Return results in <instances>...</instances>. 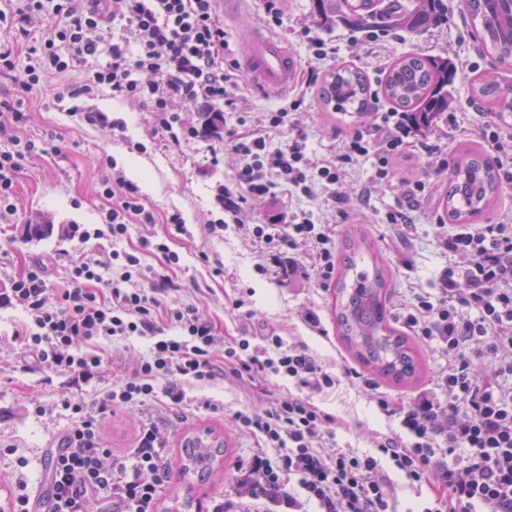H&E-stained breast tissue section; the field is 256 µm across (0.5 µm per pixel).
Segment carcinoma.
I'll return each instance as SVG.
<instances>
[{
    "label": "carcinoma",
    "instance_id": "obj_1",
    "mask_svg": "<svg viewBox=\"0 0 512 512\" xmlns=\"http://www.w3.org/2000/svg\"><path fill=\"white\" fill-rule=\"evenodd\" d=\"M320 22H339L356 29L390 28L423 31L435 26L448 10L446 0H415L412 9L401 0H317ZM457 7L474 25L483 48L501 62L512 60V0H458ZM455 74L448 59H426L411 54L397 58L382 84L384 96L414 118L422 128L448 111V85ZM476 101L488 112L512 107V84L484 76L471 80ZM370 87L365 76L348 65L327 73L320 99L355 124L369 112ZM499 190L497 167L476 145L460 148L443 199L448 220L468 224L485 213ZM389 274L384 260L354 234L336 265L332 309L336 329L350 351L369 369L397 383H407L419 370L418 351L410 339L388 319ZM225 443L211 434L185 444L194 469L205 472Z\"/></svg>",
    "mask_w": 512,
    "mask_h": 512
}]
</instances>
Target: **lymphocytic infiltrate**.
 I'll return each instance as SVG.
<instances>
[{"label": "lymphocytic infiltrate", "mask_w": 512, "mask_h": 512, "mask_svg": "<svg viewBox=\"0 0 512 512\" xmlns=\"http://www.w3.org/2000/svg\"><path fill=\"white\" fill-rule=\"evenodd\" d=\"M49 20L38 44L30 46L25 67L16 64L19 46L0 41V77L16 90L14 100H0V223H12L17 184L29 161L43 147L23 137L28 122L25 100L48 75L58 78V98H69L72 114L91 125H108L102 112H83L81 97L101 88L132 103L147 106L155 126L175 146L203 137L186 121L184 110L235 114L224 139L238 158L234 189L222 194L231 223L246 225L267 258L290 273L300 269L303 248H310L319 283L336 273V235L303 211H284L278 223L249 221L247 200L289 192L314 199L335 195L349 169L373 156L376 176L387 179L391 155L413 145L416 129L405 113H380L366 131L355 132L336 160H313L303 139L273 145V135L288 128L318 72L309 71L303 90L275 110L253 117L231 93L224 71L228 46L217 0H22L16 11L0 10V29L15 30ZM122 34L110 47V62L94 69L84 83L70 82L74 62L96 56L113 25ZM112 204L95 228L73 225L80 243L109 239L122 242L130 223L152 224L138 187L121 173L102 183ZM445 244L451 254L467 256L441 276L438 294L414 293L402 305L399 321L421 344H435L448 357L438 385L441 397L420 396L402 404L375 389L371 378L353 367L345 378L371 391L377 406L398 417L407 437H379L375 453L359 455L338 448L336 419L311 400L312 394L335 387L337 378L308 346L285 343L276 331L258 343L219 335L214 324L190 306L172 307L165 299L178 290L173 270L179 256L165 241H144L141 251H113L121 263L113 271L94 255L70 263L69 284L53 289L45 265L33 263L0 288V305L14 306L27 320L14 340L39 366L43 382L54 376L72 384L102 380L112 365L107 342L138 336L148 352L130 371L113 381L101 403L90 406L63 400L70 425L64 446L51 459L48 512H91L92 502L108 512H158L170 475L166 427L141 423L129 455L118 457L102 440L107 415L153 407L172 420L183 417L186 386L204 387L231 375L261 391V412H242L241 424L259 435L264 447L276 449L277 461L255 454L246 485L248 496L265 499L284 512H396L389 470L409 483L436 490L429 512H512V224L457 226ZM162 253L160 267L143 264L142 252ZM493 366V380L478 377L474 360ZM294 381L297 391L281 395L267 390L270 377Z\"/></svg>", "instance_id": "f902f5d3"}]
</instances>
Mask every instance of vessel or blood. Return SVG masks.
I'll use <instances>...</instances> for the list:
<instances>
[{"instance_id":"vessel-or-blood-1","label":"vessel or blood","mask_w":512,"mask_h":512,"mask_svg":"<svg viewBox=\"0 0 512 512\" xmlns=\"http://www.w3.org/2000/svg\"><path fill=\"white\" fill-rule=\"evenodd\" d=\"M247 41L241 65L250 82L264 95H284L297 81L299 63L287 44L278 36L253 25H246Z\"/></svg>"}]
</instances>
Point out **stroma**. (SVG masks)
<instances>
[{"mask_svg":"<svg viewBox=\"0 0 512 512\" xmlns=\"http://www.w3.org/2000/svg\"><path fill=\"white\" fill-rule=\"evenodd\" d=\"M284 14L277 36L285 39L299 58L302 67L314 60L301 29L322 34L336 46L337 65L357 67L370 84L371 107L390 109L382 92V81L392 62L401 55L417 53L427 57H445L459 69L448 92L451 98L447 118L438 123L436 134L446 142L449 152L465 144L479 143L482 125L512 128V110L498 115L481 113L474 101L472 77L491 72L499 80L512 81V65L502 64L482 55L470 25L458 10H451L447 20L426 32L396 30L388 36L371 41L365 31L352 30L337 24L321 29L316 15V0H282ZM229 47L224 54L228 68L242 87L244 101L250 111H267L279 100L259 96L239 64L243 49V33L232 23H225ZM57 82L44 78L31 94L29 134L48 142L46 152L37 156L18 182V220L0 224V283L23 271L35 260L47 265L51 282L66 286V263L60 252L76 256L95 251L98 258L108 260L112 244L93 240L82 244L69 240L73 224H96L108 201L100 195V184L112 171H121L138 185L146 207L157 216L179 212L186 224V234L174 237L169 247L179 256L176 275L180 290L171 292L167 302L172 306L192 305L200 314L214 321L226 336H259L276 329L287 340L305 342L329 371L341 372L343 366H358V359L347 349L336 332L331 312L332 291L314 287L312 282H291L278 267L263 259L261 247L241 228L228 225L211 235L205 234L208 224L217 225L224 213L215 200L217 187L231 185L237 158L224 143L197 141L172 146L152 133V118L146 107L113 96L102 90L86 100L88 109L103 112L121 120L123 129L112 130L86 124L81 117L70 115L68 102L56 100ZM291 122L295 133L304 135L313 158L330 159L342 149L351 125L326 115L317 88H310ZM439 157L413 154L392 160L393 179L389 185L375 182V159H362L351 178L341 188L346 201V219L336 217V210L327 197L313 200L289 198L280 206L268 201L252 204L256 220L271 223L282 207L310 213L317 222L336 227L338 242H345L356 231L364 232L383 256L390 276L388 311H395L406 300L410 289L421 288L433 293L439 287V276L448 265V254L435 227L437 216L443 215L440 203L448 188V171L440 167ZM418 179L429 180L432 195L413 203L406 196L407 185ZM406 213L413 232L401 235L397 226L386 220L388 213ZM47 220L53 226L48 237L31 239L26 226L35 219ZM208 253L210 262H203L201 253ZM224 263L223 275H216L212 259ZM248 293L251 317L243 318L233 310L231 302L240 293ZM315 311L320 328L310 327L305 316ZM26 319L22 310L0 307V512H9L16 482L34 487L43 482L50 468L52 450L62 443L67 427L62 399L74 397L88 404L98 402L102 387L92 383L73 391L66 378H54L42 385L39 370L23 373L18 369L25 353L11 337L14 327ZM422 369L418 377L406 384L380 380L383 391L404 402H411L424 392L436 391V382L444 360L430 348H420ZM205 393L221 410H187L185 420L170 435L168 453L178 459L187 435L212 428L226 439L230 453L217 460L207 480L196 476H180L171 471L163 491L160 512H173L183 501H191L188 512H204L208 502L222 496L235 503L238 512H266L267 502L241 493L240 484L253 455L257 441L252 433L241 428L236 414L257 411L262 407L251 388L231 379H224ZM53 407L52 415L38 417L30 413L31 401ZM316 405L335 415L336 442L340 448L368 452L374 437L400 432L398 420L386 418L366 394L348 380L316 394ZM148 416L137 410L108 418L103 423L104 444L115 455L123 456L134 446L136 430ZM26 458V467H19V458Z\"/></svg>","mask_w":512,"mask_h":512,"instance_id":"35a3bbf8","label":"stroma"}]
</instances>
